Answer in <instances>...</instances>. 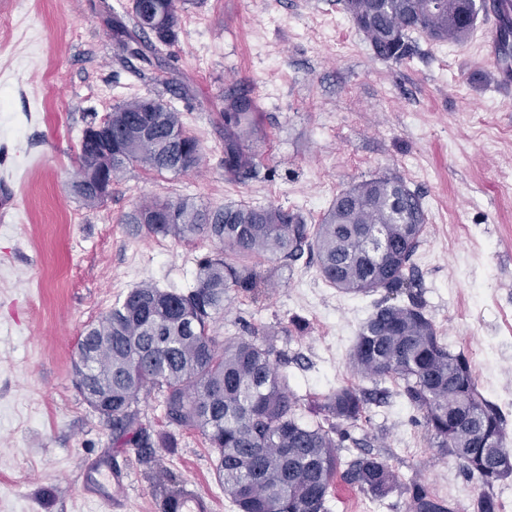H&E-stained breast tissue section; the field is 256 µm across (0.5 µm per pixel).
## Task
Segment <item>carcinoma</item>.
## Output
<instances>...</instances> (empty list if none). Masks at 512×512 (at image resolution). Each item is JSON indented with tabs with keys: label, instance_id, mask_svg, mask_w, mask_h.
<instances>
[{
	"label": "carcinoma",
	"instance_id": "1",
	"mask_svg": "<svg viewBox=\"0 0 512 512\" xmlns=\"http://www.w3.org/2000/svg\"><path fill=\"white\" fill-rule=\"evenodd\" d=\"M167 20L160 43L128 12H112V42L125 61H161L160 46L177 38L179 0H147ZM350 21L376 58L399 62L410 56L411 34L434 42L463 43L476 27L485 4L474 0H344ZM224 175L248 181L260 174L263 134L255 99L245 92L224 96ZM142 97L112 108V140L80 145L76 195L89 207L96 200L95 152L112 148L126 161L112 165L111 178L128 165L157 172H188L202 160L198 140L183 129L179 114L158 112L153 142L128 137L148 115ZM177 214L176 220L144 224L149 234L189 240L206 236L213 251L198 262L189 291L143 282L97 321L77 343L83 367L75 368L84 401L112 426L115 448H150L141 422L140 396L161 394L165 418L196 430L215 453L218 479L238 512H327L326 497L336 478L376 501L398 489L409 495L410 512H456L418 481L401 486L383 457L367 451V405L386 391L359 392L338 387L321 400L302 402L277 366L282 352L265 329L251 336L211 334L224 300L236 292L257 302L268 277L256 259L292 267L304 255L316 258L320 277L345 294L384 298L360 325L350 360L373 383L390 379L423 415L432 447L454 457L465 474L487 488L512 478L499 458L512 457L499 408L478 390L474 368L462 352L441 342L433 321L414 293L412 257L425 231L422 197L397 176L364 180L341 190L317 224L292 208L268 204H229L202 209L188 199L154 198L141 216ZM404 293L408 302L397 303ZM307 406L311 420L298 415ZM344 448L362 452L345 459ZM473 512H499L494 495L484 492Z\"/></svg>",
	"mask_w": 512,
	"mask_h": 512
}]
</instances>
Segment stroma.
<instances>
[{"label":"stroma","mask_w":512,"mask_h":512,"mask_svg":"<svg viewBox=\"0 0 512 512\" xmlns=\"http://www.w3.org/2000/svg\"><path fill=\"white\" fill-rule=\"evenodd\" d=\"M128 0H0V105L19 136L0 133V512H101L79 489L111 460L124 474L123 512H161L160 482L209 493L236 512L215 456L194 430L170 426L157 394L142 396L152 462L112 445V428L83 400L73 372L77 339L137 285L187 290L204 236L147 234L143 200L190 198L200 207L274 203L319 223L336 193L381 175L401 177L427 213L412 259L425 312L451 351L464 352L479 391L505 413L512 442V92L480 64L495 12L469 41L413 34L414 54L382 61L340 0H185L161 67L119 60L103 23ZM257 98L263 177L224 175L225 93ZM150 96L179 113L203 162L187 173L127 166L94 208L71 185L91 119ZM374 296L327 286L315 262L275 271L261 302L232 295L216 336L279 334L299 395L366 387L349 353ZM371 450L401 482L418 478L472 512L481 491L451 456L432 448L422 416L393 396L370 407ZM174 445L161 447L165 436Z\"/></svg>","instance_id":"1"}]
</instances>
